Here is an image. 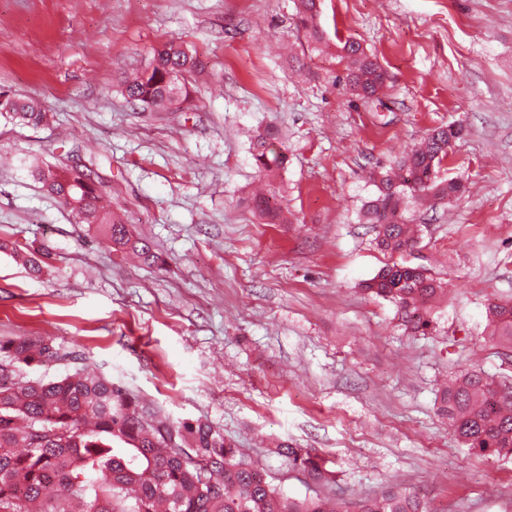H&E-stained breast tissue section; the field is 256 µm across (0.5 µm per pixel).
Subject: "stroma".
I'll list each match as a JSON object with an SVG mask.
<instances>
[{
    "label": "stroma",
    "instance_id": "stroma-1",
    "mask_svg": "<svg viewBox=\"0 0 512 512\" xmlns=\"http://www.w3.org/2000/svg\"><path fill=\"white\" fill-rule=\"evenodd\" d=\"M318 25L315 45L294 0H0V91L47 114L0 117V340L79 350L170 420L219 427L289 496L314 485L271 454L282 440L331 460L351 498L394 485L438 512H512V459L473 454L436 402L463 368L512 385V352L487 338L512 299V0H322ZM345 40L386 71L378 99L347 86ZM169 41L200 61L190 101L129 103L119 77ZM453 123L440 172L464 193L410 205L418 243L381 252L370 173ZM268 125L288 155L275 224L248 206L249 137ZM47 164L91 169L158 263L76 223L32 175ZM18 248L45 253L39 275ZM393 262L447 284L427 334L360 290Z\"/></svg>",
    "mask_w": 512,
    "mask_h": 512
}]
</instances>
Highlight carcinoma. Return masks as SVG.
Segmentation results:
<instances>
[{"instance_id":"cac0c4a2","label":"carcinoma","mask_w":512,"mask_h":512,"mask_svg":"<svg viewBox=\"0 0 512 512\" xmlns=\"http://www.w3.org/2000/svg\"><path fill=\"white\" fill-rule=\"evenodd\" d=\"M318 15L319 0H297V24L316 42L322 38ZM341 52L349 62V88L365 101L378 98L386 82L381 66L356 41L343 42ZM197 65L196 56L169 41L154 49L148 67L123 81V93L145 108L167 110L176 97L189 100L184 74ZM0 116L34 124L45 112L34 99L1 91ZM461 134L456 125L435 128L395 166L374 176L377 194L366 202L364 218L382 250L402 253L417 243L405 216L410 200H445L461 192V180L439 176ZM250 151L259 176L268 180L288 165L272 125L251 136ZM87 177L68 167L35 171L42 188L70 208L76 223L99 225L113 249L154 263L151 244L112 216ZM362 287L390 301L411 334L430 329L444 294L436 278L404 264L381 268ZM488 338L512 350V300L490 308ZM78 360L42 337L0 343V512H434L418 495L402 491L360 499L291 497L210 423H170L133 391L85 364L53 379L19 375L23 365ZM439 411L467 448L512 457V391L485 373L467 369L452 375L439 393ZM270 453L317 484L336 483L330 461L312 449L281 442Z\"/></svg>"}]
</instances>
